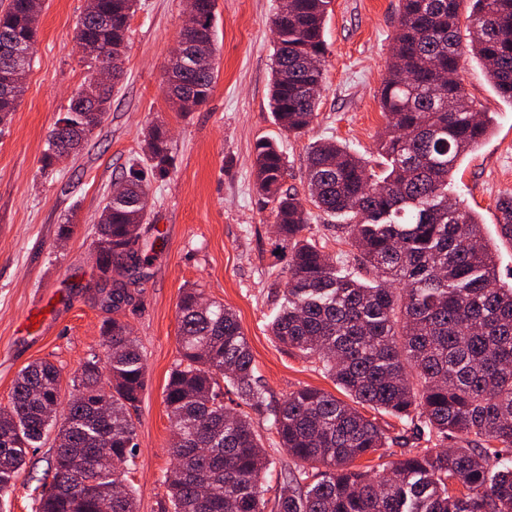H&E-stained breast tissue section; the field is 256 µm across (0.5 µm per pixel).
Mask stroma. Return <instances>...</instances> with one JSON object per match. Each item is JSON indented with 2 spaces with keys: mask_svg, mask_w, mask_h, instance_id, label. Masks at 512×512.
Segmentation results:
<instances>
[{
  "mask_svg": "<svg viewBox=\"0 0 512 512\" xmlns=\"http://www.w3.org/2000/svg\"><path fill=\"white\" fill-rule=\"evenodd\" d=\"M278 0H216L213 91L199 109L183 114L170 104L163 66L179 39L185 0H138L130 20L125 72L112 91L102 124L77 152L46 170V138L79 89L87 67L73 42L86 0H45L25 92L0 131V405H7L19 371L38 360L68 379L99 350L111 310L93 289L94 260L104 197L131 165L146 167L144 137L155 124L168 133L174 166L149 185L148 220L140 227L146 261L132 286V304L119 314L136 337L146 386L133 418L136 467L130 485L138 512L168 504L171 423L164 388L177 359V303L196 287L236 313L257 374L273 402L304 386L335 392L333 382L281 346L270 323L287 278L286 254L276 253L272 209L259 196L254 144L277 142L285 157V188L307 197V147L329 138L352 152L376 157L386 119L379 103L384 64L398 25L399 0H332L323 28L326 81L317 117L301 135L282 130L269 107ZM466 91L494 115V131L468 154L453 190L479 215L503 281H512V242L496 230L495 201L512 194V103L490 86L482 66L467 59ZM71 223L58 241L59 224ZM55 441L32 449L6 512H36L50 481Z\"/></svg>",
  "mask_w": 512,
  "mask_h": 512,
  "instance_id": "1",
  "label": "stroma"
}]
</instances>
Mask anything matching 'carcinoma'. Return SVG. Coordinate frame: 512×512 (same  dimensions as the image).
<instances>
[{"mask_svg":"<svg viewBox=\"0 0 512 512\" xmlns=\"http://www.w3.org/2000/svg\"><path fill=\"white\" fill-rule=\"evenodd\" d=\"M137 0H97L75 29L89 53L80 90L48 134L43 167L77 150L97 128L111 91L93 71L99 55L123 63ZM464 0H400L380 104L387 120L371 161L330 139L308 147L310 203L372 274L336 265L306 235L310 212L283 189L285 163L276 145L254 147L256 189L273 204L276 231L288 251L287 288L271 322L272 336L296 351L344 398L302 387L268 401L255 375L247 336L224 304L199 288L177 303L179 359L164 403L173 427L174 462L165 475L169 512H512V283L498 275L481 223L448 181L493 129L457 73L463 56L481 63L496 93L512 102V0H469L468 42L458 15ZM331 0H279L270 108L284 130L300 134L316 117L324 83L322 28ZM197 17L181 29L186 56L165 79L182 112L205 104L213 90L216 0H196ZM41 11L9 0L0 11V48L34 47ZM31 61L0 53V125L18 104L17 83ZM146 152L153 175H168L173 156L166 131L152 126ZM149 186L140 173L115 182L102 208L95 243L101 267L143 262L139 227ZM500 236L512 241V195L497 198ZM130 282L97 289L114 311L132 301ZM108 370L83 361L70 378V403L59 412L62 374L43 360L22 369L9 403L0 406V502L15 489L29 450L55 433L52 480L37 512H137L128 486L137 448L136 410L145 367L129 325L103 324ZM240 403L224 405L223 384ZM384 411L412 432L415 448L379 473L353 470L366 455L399 441L362 409ZM297 462L273 497L262 482L268 459L253 417ZM112 440V464L99 442ZM456 447H448V441ZM459 484L456 491L452 485Z\"/></svg>","mask_w":512,"mask_h":512,"instance_id":"carcinoma-1","label":"carcinoma"}]
</instances>
